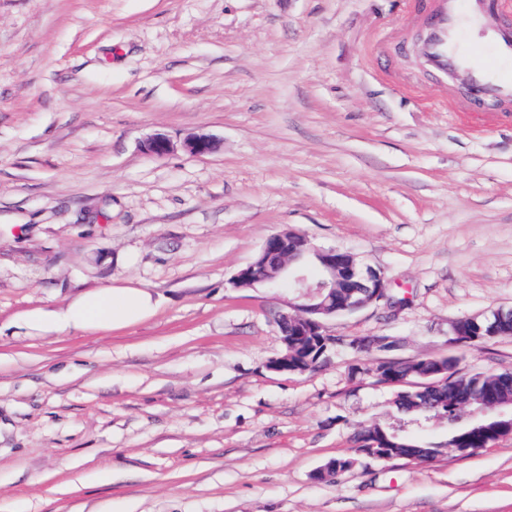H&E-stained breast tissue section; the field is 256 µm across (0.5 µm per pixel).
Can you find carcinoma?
I'll use <instances>...</instances> for the list:
<instances>
[{"label":"carcinoma","instance_id":"carcinoma-1","mask_svg":"<svg viewBox=\"0 0 512 512\" xmlns=\"http://www.w3.org/2000/svg\"><path fill=\"white\" fill-rule=\"evenodd\" d=\"M456 327L465 331V335L458 338L464 347H477L493 340L486 335L480 318L461 319ZM320 352L321 348L295 336L288 337L285 344L288 366L296 373L315 369L316 364L324 359ZM371 372L377 377V382L389 386L412 379L425 383L423 387L397 393L395 405L424 419L431 415L441 416L448 423V446L451 448H477L492 443V436L488 433L481 436L471 433L472 423L460 420L454 411V401L469 400L472 406L477 407L491 392L503 401L512 398V375L501 374L492 381L483 373L463 374L454 357L423 358L401 365L381 362L375 370H366L368 374Z\"/></svg>","mask_w":512,"mask_h":512}]
</instances>
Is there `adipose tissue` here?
I'll use <instances>...</instances> for the list:
<instances>
[{
	"label": "adipose tissue",
	"mask_w": 512,
	"mask_h": 512,
	"mask_svg": "<svg viewBox=\"0 0 512 512\" xmlns=\"http://www.w3.org/2000/svg\"><path fill=\"white\" fill-rule=\"evenodd\" d=\"M154 310L153 298L145 289L103 287L82 294L58 309L30 311L23 323L43 334L106 330L140 322Z\"/></svg>",
	"instance_id": "1"
}]
</instances>
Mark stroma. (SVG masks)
<instances>
[{
  "label": "stroma",
  "instance_id": "obj_1",
  "mask_svg": "<svg viewBox=\"0 0 512 512\" xmlns=\"http://www.w3.org/2000/svg\"><path fill=\"white\" fill-rule=\"evenodd\" d=\"M427 3L0 0V512H512V436L448 449L371 373L512 372V336L450 340L512 308V112L449 111L465 86L422 62ZM289 229L386 284L304 373L267 367L291 292L228 285ZM106 285L156 312L19 323ZM368 336L399 347L351 348ZM372 422L442 450L368 458ZM336 457L356 464L315 479ZM484 317L491 336H486L482 318H465L457 321L456 327L464 330L468 336H463L457 329L453 328L451 336L454 337H451L450 340L456 343L455 339L457 336H461L457 339L459 344L465 347H477L495 338L501 337L498 336V322L504 320L506 317L512 319V309L508 311H498L492 316Z\"/></svg>",
  "mask_w": 512,
  "mask_h": 512
}]
</instances>
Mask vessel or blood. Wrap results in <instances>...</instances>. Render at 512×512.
<instances>
[{
	"label": "vessel or blood",
	"mask_w": 512,
	"mask_h": 512,
	"mask_svg": "<svg viewBox=\"0 0 512 512\" xmlns=\"http://www.w3.org/2000/svg\"><path fill=\"white\" fill-rule=\"evenodd\" d=\"M491 14L487 0H438L429 22V36L422 51L430 66L440 72L468 70L470 93L475 103L491 98L512 97V76L493 77L489 69H469L456 43L463 22L486 23ZM494 60L512 62V27L499 25L490 32Z\"/></svg>",
	"instance_id": "obj_1"
}]
</instances>
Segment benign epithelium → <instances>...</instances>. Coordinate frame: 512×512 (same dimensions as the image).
<instances>
[{"label": "benign epithelium", "mask_w": 512, "mask_h": 512, "mask_svg": "<svg viewBox=\"0 0 512 512\" xmlns=\"http://www.w3.org/2000/svg\"><path fill=\"white\" fill-rule=\"evenodd\" d=\"M195 155L209 153L213 140L196 135L186 143ZM145 148L155 155L170 152V140L161 134L148 137ZM287 285L296 290L298 302L288 304L279 314L282 335L301 336L316 343L324 338L336 344V337L326 332V321L354 312L384 293L385 284L380 272L336 248L315 245L305 235L280 231L265 241L260 258L240 268L229 280L233 288H279ZM350 288L352 292L336 301V289ZM357 452L375 460L419 459L423 454L408 451L393 455L385 447L357 448Z\"/></svg>", "instance_id": "7a95c632"}]
</instances>
